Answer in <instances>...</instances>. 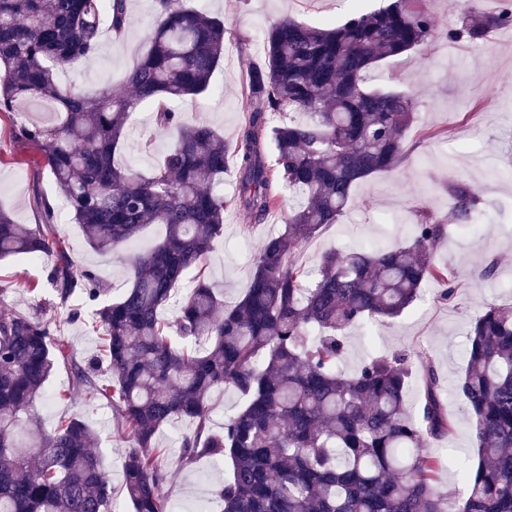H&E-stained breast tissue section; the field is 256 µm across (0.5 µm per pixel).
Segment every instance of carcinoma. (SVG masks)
Masks as SVG:
<instances>
[{
	"label": "carcinoma",
	"instance_id": "cac0c4a2",
	"mask_svg": "<svg viewBox=\"0 0 512 512\" xmlns=\"http://www.w3.org/2000/svg\"><path fill=\"white\" fill-rule=\"evenodd\" d=\"M431 2L389 0L338 25L271 24L265 62L247 74L252 108L230 144L175 108L209 92L224 59V19L153 0L160 21L125 78L130 93L89 92L61 85L58 70L96 55L106 32L123 39L128 0H0V114L12 139L35 146V163L56 181L90 248L110 254L147 224L165 228L160 241L128 256L130 286L110 299L105 280L75 267L48 200L36 199V224H18L0 208V260L55 257L47 282L56 305L72 322L82 318L69 307L76 293L95 306L108 369L100 378L41 316L0 315V512H110L112 486L88 422L74 414L35 434L32 409L60 368L118 414L133 512H168L157 435L175 420L188 423L182 465H231L213 491L217 512H512L511 304L488 305L468 334L458 391L478 461L460 465L464 491L453 511L437 488L445 460L428 449L454 429L434 366L422 368L415 412L405 402L407 355L374 357L352 375L340 369L347 328L402 315L429 284L439 299L455 298L460 282L434 260L445 225L419 211L405 243L324 252L311 281L295 260L303 243L340 221L355 185L403 162L417 98L397 86L370 87L367 77L381 61L428 49L437 35ZM511 23L512 0H503L493 16L471 8L469 21L447 35L478 43L489 27ZM41 104L53 121L30 117ZM144 104L173 133L146 174L119 160L128 121ZM284 112L288 122H275ZM231 168L237 184L226 196ZM446 191L458 221H479L476 189L457 182ZM288 195L296 199L288 224L265 239L235 304L224 305L199 277L175 321L159 317L223 233L225 211L261 223ZM226 389L242 404L215 431L210 414Z\"/></svg>",
	"mask_w": 512,
	"mask_h": 512
}]
</instances>
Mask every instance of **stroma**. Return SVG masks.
I'll list each match as a JSON object with an SVG mask.
<instances>
[{
	"mask_svg": "<svg viewBox=\"0 0 512 512\" xmlns=\"http://www.w3.org/2000/svg\"><path fill=\"white\" fill-rule=\"evenodd\" d=\"M383 0H205V12L226 21L224 60L212 78L210 92L179 109L192 123L208 122L235 141L249 109L245 92L250 65L262 54V38L275 20L289 16L311 25L340 22L356 9L370 11ZM432 11L439 35L427 56L414 55L381 63L380 82L396 83L418 96L415 122L406 134L408 154L398 169L358 183L350 206L339 223L323 227L303 247L299 262L316 273L318 256L329 249L368 250L395 245L409 239L415 209L422 208L445 225V234L435 250L437 263L452 266L461 288L453 303L440 302L436 288L423 292L412 308L398 318L346 333L342 367L355 373L377 355L407 353L413 367L433 364L440 376L442 394L454 412V430L431 450L446 456L447 466L437 477V487L449 501H456L463 484L456 467L463 460L476 461L474 426L457 392L464 374L468 331L487 305L512 303V25L491 29L481 44L468 39L448 40V29L460 27L471 8L470 0H433ZM130 26L121 41L104 39L100 53L85 63L64 69L63 84L87 91L112 88L122 91L121 79L149 47V33L158 17L150 0H130ZM477 126V135L457 143L447 141L448 131ZM171 142L168 133L141 109L130 125L121 156L124 164L146 173L156 165ZM0 207L20 224H35L39 215L35 197L47 199L54 208L55 224L76 267L95 269L112 285L113 294L127 288L124 271L126 249L99 255L88 246L81 227L69 213L62 192L47 170L37 167L36 150L12 141L8 121H0ZM463 182L479 189L482 198L483 231L457 224L446 184ZM292 199L270 214L262 224L244 220L234 211L224 213V232L216 239L199 270L189 271L179 291L187 293L197 277L218 288L225 304L238 301L247 289L254 261L266 237L283 231ZM48 258L18 255L0 261V281H10L0 295V312L14 310L39 314L50 321L59 336L73 344L79 357L99 353L98 335L90 320L69 322L55 303L51 289L41 295L28 292L31 281H45ZM491 276H484L486 267ZM46 402L36 414L44 431H51L66 415L78 414L98 435L97 448L112 483L114 512H132L126 498L121 470L126 442L116 432L117 416L100 401L86 400L70 376L56 371L46 384ZM183 423L163 427L157 436L165 448L171 477V504L194 512L199 495H210L226 478L229 466L214 461L182 466L178 437Z\"/></svg>",
	"mask_w": 512,
	"mask_h": 512,
	"instance_id": "obj_1",
	"label": "stroma"
}]
</instances>
